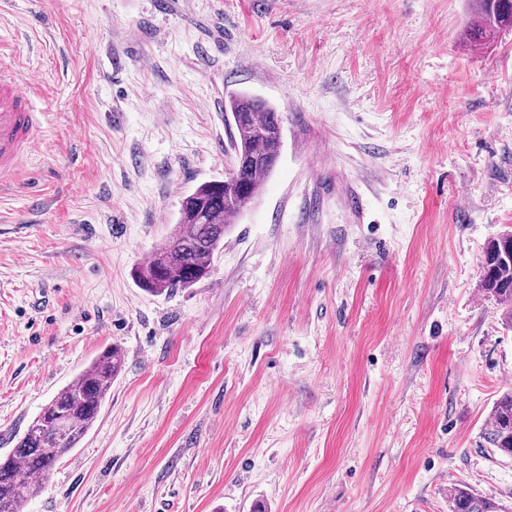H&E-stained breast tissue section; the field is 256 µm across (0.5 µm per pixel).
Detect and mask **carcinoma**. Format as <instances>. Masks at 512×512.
Masks as SVG:
<instances>
[{"label":"carcinoma","instance_id":"1","mask_svg":"<svg viewBox=\"0 0 512 512\" xmlns=\"http://www.w3.org/2000/svg\"><path fill=\"white\" fill-rule=\"evenodd\" d=\"M472 2L464 30L472 44L491 45L512 31V0ZM224 112L232 120L231 148L238 155L237 167L224 180L205 182L183 198L171 235L135 272L137 282L149 293L188 288L205 278L224 233L274 168L282 133L278 110L257 96L235 93L224 101ZM481 272L484 293L502 306L511 328L512 231L488 243ZM123 366L122 352L106 348L51 398L15 448L0 459V512H21L38 496L55 464L93 427ZM483 439L495 454L512 458V391L494 402ZM450 503L451 512H497L494 499L461 485L452 488Z\"/></svg>","mask_w":512,"mask_h":512}]
</instances>
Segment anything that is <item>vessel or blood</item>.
<instances>
[{
  "label": "vessel or blood",
  "mask_w": 512,
  "mask_h": 512,
  "mask_svg": "<svg viewBox=\"0 0 512 512\" xmlns=\"http://www.w3.org/2000/svg\"><path fill=\"white\" fill-rule=\"evenodd\" d=\"M38 87L16 70L0 65V185L9 183L23 160L41 149L44 118Z\"/></svg>",
  "instance_id": "1"
}]
</instances>
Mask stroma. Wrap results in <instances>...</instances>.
Returning <instances> with one entry per match:
<instances>
[{
  "label": "stroma",
  "instance_id": "35a3bbf8",
  "mask_svg": "<svg viewBox=\"0 0 512 512\" xmlns=\"http://www.w3.org/2000/svg\"><path fill=\"white\" fill-rule=\"evenodd\" d=\"M469 0H0L45 148L0 195V457L106 347L123 372L25 512H512L483 440L512 330L481 291L512 228V32ZM282 147L208 275L134 271L234 159ZM464 35L472 44L491 45L501 34L512 31V0H471ZM451 512H497V506L489 496L474 493L465 486L452 488L450 493Z\"/></svg>",
  "mask_w": 512,
  "mask_h": 512
}]
</instances>
